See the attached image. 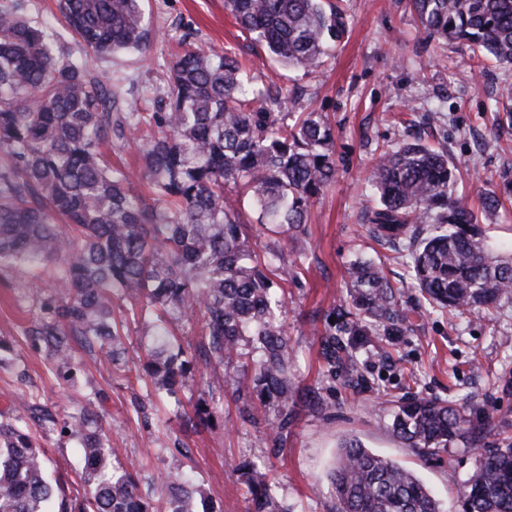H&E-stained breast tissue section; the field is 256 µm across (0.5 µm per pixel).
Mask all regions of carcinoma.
<instances>
[{
  "label": "carcinoma",
  "instance_id": "carcinoma-1",
  "mask_svg": "<svg viewBox=\"0 0 512 512\" xmlns=\"http://www.w3.org/2000/svg\"><path fill=\"white\" fill-rule=\"evenodd\" d=\"M67 35L83 56L59 60L55 36L0 0V264L35 267L54 256L60 304L39 335L59 358L82 338L108 360L119 344L112 291L138 296L145 311L201 322L205 358L217 364L244 342L258 352L250 390L274 407L273 441L288 434L296 386L282 320L283 288L298 261L283 247L260 260L246 225L296 238L311 208L336 180L334 129L322 112H297L296 97L275 82L247 77L228 50L186 49L157 90L156 111L130 112L126 91L104 78L91 57L140 52L157 38L140 0H59ZM419 29L462 43L512 67V0H410ZM224 8L269 58L313 72L346 30L331 0H224ZM136 146V174L109 167L103 147ZM143 180L145 196L134 189ZM366 187L374 205L361 216L366 236L405 250L421 301L435 311L483 314L512 302V250L492 242L458 189L448 152L418 137L379 150ZM500 189L481 196L492 218ZM353 307L336 326L324 316V355L336 360V336L370 320L405 318L395 287L375 261L345 269ZM144 369L163 386L185 385L190 365L147 350ZM459 403L424 397L393 413L391 429L407 447L432 454L470 443ZM64 429L83 453L84 496L77 512H150L131 473L109 468L110 448L79 418ZM464 512H512V444L475 450ZM40 443L0 422V512H72L45 474ZM261 512H279L271 488L248 464L237 467ZM168 492L187 501L201 491L169 470ZM336 512H440L412 470L345 442L331 474Z\"/></svg>",
  "mask_w": 512,
  "mask_h": 512
}]
</instances>
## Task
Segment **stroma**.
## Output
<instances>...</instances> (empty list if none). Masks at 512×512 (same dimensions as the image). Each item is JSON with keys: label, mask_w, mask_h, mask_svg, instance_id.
<instances>
[{"label": "stroma", "mask_w": 512, "mask_h": 512, "mask_svg": "<svg viewBox=\"0 0 512 512\" xmlns=\"http://www.w3.org/2000/svg\"><path fill=\"white\" fill-rule=\"evenodd\" d=\"M345 6L348 32L319 72L306 75L271 61L261 69L281 86L307 89L304 107L328 114L343 160L304 232L288 243L289 255L304 256L288 284L284 315L300 395L281 447H274L265 417L241 418L251 402L242 389L250 373L249 345L229 362L205 363L200 323L141 319L139 301L116 294L112 318L121 354L102 365L77 344L71 358L61 360L31 334L46 309L59 304L56 259L36 274L0 265V421L37 438L46 472L67 498L83 496L81 454L63 431L80 413L90 428L109 435L113 468L134 473L154 512H164L169 501L159 475L176 465L215 512H257L236 472L243 462L266 476L282 512H334L329 473L348 439L415 471L443 512H463V485L475 468L466 444L421 456L391 430L398 402L415 397L469 401L470 423L481 431L484 449L512 440V303L484 317L421 309L407 256L366 238L358 220L372 203L365 175L376 146L399 143L415 130H428L430 144L445 146L459 188L470 197L487 181L512 173V129L497 125L491 110L501 80L512 82V68L492 61L473 66L467 46L419 34L407 0H345ZM143 8L165 41L98 64L106 76L126 77L130 111L147 107L183 48H229L245 64L256 58L255 45L224 0H144ZM359 254L380 260L402 292L408 318L393 331L371 322L346 337L357 364L352 370L324 358L320 333L324 315L346 318L343 268ZM164 333L192 362L193 379L175 399L142 370L145 350L159 345ZM309 389L325 410L307 405ZM201 403L213 408L214 426L194 428L186 421ZM203 505L194 504V512Z\"/></svg>", "instance_id": "1"}]
</instances>
